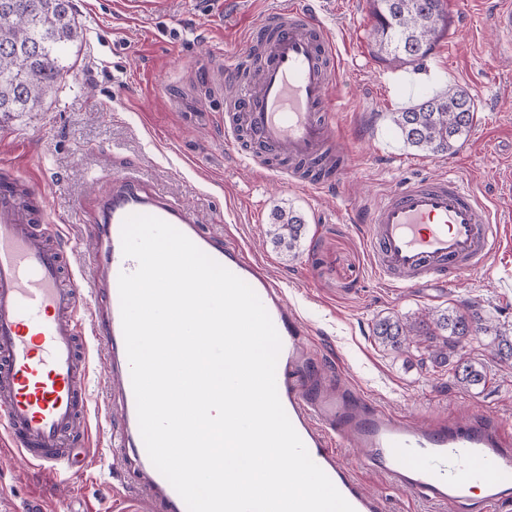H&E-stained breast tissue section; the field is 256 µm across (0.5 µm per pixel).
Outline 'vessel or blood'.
Here are the masks:
<instances>
[{
    "label": "vessel or blood",
    "instance_id": "obj_1",
    "mask_svg": "<svg viewBox=\"0 0 512 512\" xmlns=\"http://www.w3.org/2000/svg\"><path fill=\"white\" fill-rule=\"evenodd\" d=\"M262 45L256 83L230 98L224 136L259 170L274 157L291 163V183L323 188L345 171L325 145L335 138L332 88L336 43L310 10L267 16L247 37ZM40 198L13 165L0 163V452L41 473L72 466L75 442L91 430L88 385L92 356L103 357L118 402L106 405L109 446L132 455L134 485L161 512H188L154 467L139 430L122 329L118 278L137 268L124 256L126 217H157L250 285L281 339L276 386L281 404L311 459L355 512H385L361 484V469L427 500L470 501L480 483L482 512L512 506V437L488 416L451 423L413 422L373 403L361 390L324 387L311 368L309 332L281 287L236 242L205 230L197 216L130 176L114 179L97 201L100 254L94 266L67 270L61 235L32 222ZM372 266L388 287L456 282L486 266L512 230L483 214L476 194L453 177L402 182L369 214ZM355 449L344 462L340 447Z\"/></svg>",
    "mask_w": 512,
    "mask_h": 512
}]
</instances>
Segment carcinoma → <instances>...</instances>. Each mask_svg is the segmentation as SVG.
I'll use <instances>...</instances> for the list:
<instances>
[{
  "label": "carcinoma",
  "mask_w": 512,
  "mask_h": 512,
  "mask_svg": "<svg viewBox=\"0 0 512 512\" xmlns=\"http://www.w3.org/2000/svg\"><path fill=\"white\" fill-rule=\"evenodd\" d=\"M375 19L377 57L391 65L418 66L431 53L448 20L443 0H368ZM0 117L35 112L54 93L67 72L68 46L80 35L73 0H0ZM475 103L467 91H448L425 97L391 113L403 143L430 155L452 153L472 127ZM304 219L292 209L272 212L267 236L287 260L297 257ZM372 334L383 347L403 352L424 343L438 366H451L453 385L466 390L486 385L483 363L450 362L456 349L473 341H488L494 357L512 366V334L501 330L483 308L463 307L429 311L416 317L393 313L373 324Z\"/></svg>",
  "instance_id": "carcinoma-1"
}]
</instances>
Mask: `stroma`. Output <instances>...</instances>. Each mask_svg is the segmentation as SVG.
I'll list each match as a JSON object with an SVG mask.
<instances>
[{"label":"stroma","instance_id":"obj_1","mask_svg":"<svg viewBox=\"0 0 512 512\" xmlns=\"http://www.w3.org/2000/svg\"><path fill=\"white\" fill-rule=\"evenodd\" d=\"M74 2L80 38L67 51L70 71L39 111L0 122V160L39 189L49 221L70 240L74 265L98 250L91 200L110 188L114 174L133 176L264 264L311 329L312 358L331 378L399 415L483 413L512 435V368L490 347L475 341L457 349L487 369L484 390L467 392L451 387L449 369L424 362L417 349L398 355L372 335L379 317L465 301L479 302L512 332V249L497 252L466 283L399 291L375 276L366 243L371 210L407 178L453 175L473 187L491 218L512 222L503 178V162L512 158V52L490 25L500 0H444L448 28L418 72L377 58L367 0H160L159 8L135 14L123 0ZM301 3L334 36L340 57L336 141L348 164L321 191L260 172L224 137L222 65L250 28ZM451 87L475 102L466 141L444 156L406 147L391 113ZM280 207L298 210L306 222L292 261L266 237ZM106 440L93 433L78 450L83 466L68 478L0 456V512H26L32 499L45 512H71L77 500L89 512H156L152 500L125 486L127 466ZM358 476L383 497L386 512H476L394 489L371 471Z\"/></svg>","mask_w":512,"mask_h":512}]
</instances>
